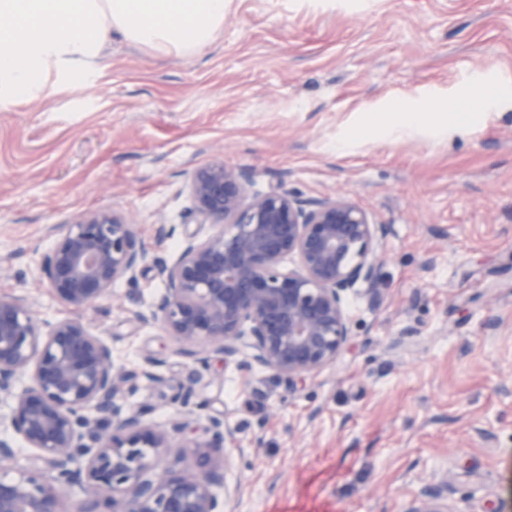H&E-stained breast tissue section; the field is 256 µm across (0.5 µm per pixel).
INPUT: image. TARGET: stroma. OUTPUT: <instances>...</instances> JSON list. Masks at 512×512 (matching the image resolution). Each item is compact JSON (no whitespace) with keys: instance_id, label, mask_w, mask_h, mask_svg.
Listing matches in <instances>:
<instances>
[{"instance_id":"stroma-1","label":"stroma","mask_w":512,"mask_h":512,"mask_svg":"<svg viewBox=\"0 0 512 512\" xmlns=\"http://www.w3.org/2000/svg\"><path fill=\"white\" fill-rule=\"evenodd\" d=\"M451 102L468 118L442 135L356 133ZM214 161L388 227L384 298L351 304L354 346L313 384L217 354L202 370L196 401L236 431L237 512H403L427 483L456 512H512V0H225L190 57L113 34L92 85L0 105V294L72 316L32 249L91 210L148 247L161 223L207 234L189 184ZM161 291L140 270L81 314L126 370L158 361L163 383L125 395L156 429L187 377L167 332L132 318Z\"/></svg>"}]
</instances>
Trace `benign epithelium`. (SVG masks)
Here are the masks:
<instances>
[{
	"label": "benign epithelium",
	"mask_w": 512,
	"mask_h": 512,
	"mask_svg": "<svg viewBox=\"0 0 512 512\" xmlns=\"http://www.w3.org/2000/svg\"><path fill=\"white\" fill-rule=\"evenodd\" d=\"M254 181L253 170L222 162L196 170L190 197L195 219L212 228L204 237L159 224L149 251L129 217L94 210L52 226L53 244L32 249L35 280L78 311L117 280L151 270L163 292L133 318L167 331L189 376L173 396L181 410L152 429L124 393L137 378L164 382L157 363L132 374L88 322L41 321L25 296L0 295V463L29 451L0 477V512H64L75 491V512H235L236 432L218 417L198 427L190 408L204 349L303 387L351 348L349 299L377 304L385 294L386 225L345 197L280 187L251 194ZM176 236L170 255L165 243ZM404 512L457 510L427 484Z\"/></svg>",
	"instance_id": "7a95c632"
}]
</instances>
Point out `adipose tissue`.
<instances>
[{
	"instance_id": "1",
	"label": "adipose tissue",
	"mask_w": 512,
	"mask_h": 512,
	"mask_svg": "<svg viewBox=\"0 0 512 512\" xmlns=\"http://www.w3.org/2000/svg\"><path fill=\"white\" fill-rule=\"evenodd\" d=\"M225 0H0V104L40 100L51 79L84 86L100 72L112 34L190 56L224 23ZM464 113L400 112L390 129L444 132Z\"/></svg>"
}]
</instances>
